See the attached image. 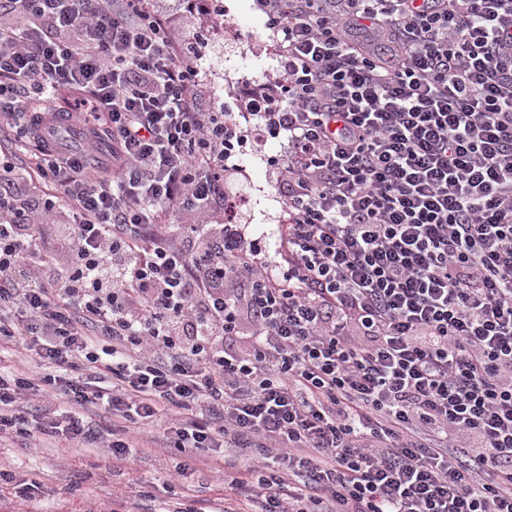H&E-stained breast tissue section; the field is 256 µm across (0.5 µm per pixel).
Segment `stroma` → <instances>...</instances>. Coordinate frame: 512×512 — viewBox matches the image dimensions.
Masks as SVG:
<instances>
[{"mask_svg": "<svg viewBox=\"0 0 512 512\" xmlns=\"http://www.w3.org/2000/svg\"><path fill=\"white\" fill-rule=\"evenodd\" d=\"M148 2L175 38L210 29L194 92L204 109H225L237 125H244L239 101L242 79L262 84L277 76L275 43L254 0H223L221 17L211 11V0ZM282 151L279 140L250 131L245 155L224 174L226 195L243 199L236 222L245 239L261 241L272 261L278 258L279 226L288 219L279 189L281 176L271 163ZM196 456L198 468L191 484L179 489L168 484L175 458L147 432L138 436L133 463L113 459L104 449L79 448L64 440H47L26 449L19 436L6 435L0 437V469L10 472L14 481L41 483L42 492L36 501L24 503L13 497L10 485L0 486V512H175L188 498L200 512H207L221 486L224 458L205 448ZM135 479L150 492L149 498L136 504L124 497L127 484Z\"/></svg>", "mask_w": 512, "mask_h": 512, "instance_id": "obj_1", "label": "stroma"}]
</instances>
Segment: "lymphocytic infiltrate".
Listing matches in <instances>:
<instances>
[{"mask_svg":"<svg viewBox=\"0 0 512 512\" xmlns=\"http://www.w3.org/2000/svg\"><path fill=\"white\" fill-rule=\"evenodd\" d=\"M256 5L280 76L245 108L287 141L275 275L235 224L167 223L223 198L247 143L191 93L206 34L173 40L144 0H0L43 24L0 27V118L52 188L0 198V339L76 407L30 415L31 377L0 375V434L128 461L166 405L180 456L248 451L224 512H512V0ZM28 85L70 92L111 168ZM63 205L73 223H37ZM97 402L110 432L78 412Z\"/></svg>","mask_w":512,"mask_h":512,"instance_id":"obj_1","label":"lymphocytic infiltrate"}]
</instances>
